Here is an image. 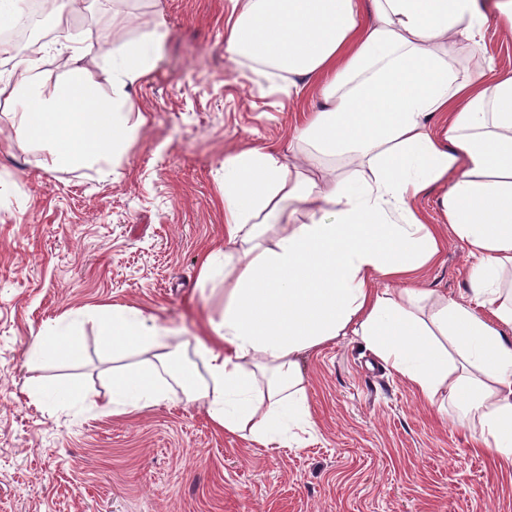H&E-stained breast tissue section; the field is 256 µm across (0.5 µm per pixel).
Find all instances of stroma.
<instances>
[{
	"label": "stroma",
	"instance_id": "obj_1",
	"mask_svg": "<svg viewBox=\"0 0 512 512\" xmlns=\"http://www.w3.org/2000/svg\"><path fill=\"white\" fill-rule=\"evenodd\" d=\"M231 7L115 0L74 17L94 40L116 16L128 40L166 19L164 51L132 89L147 121L115 178L37 168L0 135V512H512V469L473 450L455 409L422 401L353 336L307 356L316 427L288 448L224 434L183 400L98 411L113 366L101 307L154 315L195 362L223 307L198 276L201 254L224 239V161L287 142L315 106L228 58ZM470 265L451 236L418 277L458 299ZM65 317L81 320V359L28 362L34 331Z\"/></svg>",
	"mask_w": 512,
	"mask_h": 512
}]
</instances>
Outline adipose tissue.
<instances>
[{"label": "adipose tissue", "instance_id": "adipose-tissue-1", "mask_svg": "<svg viewBox=\"0 0 512 512\" xmlns=\"http://www.w3.org/2000/svg\"><path fill=\"white\" fill-rule=\"evenodd\" d=\"M231 60L319 105L281 147L224 163V244L199 283L224 309L181 364L168 329L138 309L99 318L112 350L105 410L203 406L225 433L263 448L315 428L302 364L355 336L423 399L456 408L474 446L512 465V73L487 55L489 28L512 35V0H232ZM164 19L112 45L100 86L92 47L64 33L61 71L38 58L0 72L8 139L36 167L114 173L146 117L131 94L166 36ZM440 192L444 223L423 198ZM474 264L455 299L406 278L439 259L446 234ZM29 356L78 361L73 327L40 329Z\"/></svg>", "mask_w": 512, "mask_h": 512}]
</instances>
